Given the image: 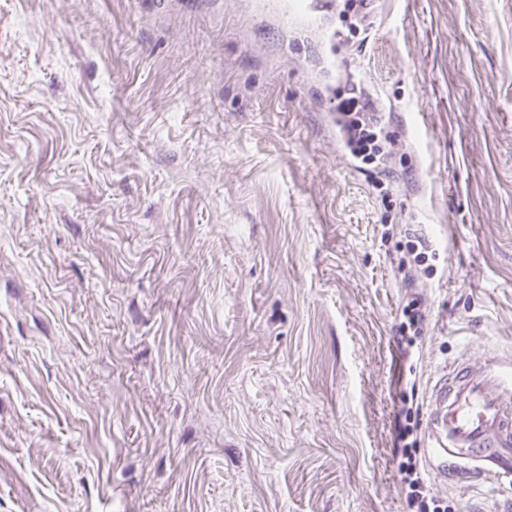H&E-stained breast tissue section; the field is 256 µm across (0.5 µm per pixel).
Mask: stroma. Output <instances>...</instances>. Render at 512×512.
<instances>
[{
	"label": "stroma",
	"instance_id": "1",
	"mask_svg": "<svg viewBox=\"0 0 512 512\" xmlns=\"http://www.w3.org/2000/svg\"><path fill=\"white\" fill-rule=\"evenodd\" d=\"M333 2L0 0V512H512L424 429L512 362V0ZM329 0H289L277 1L275 7L288 16V12L300 15L311 28L319 27ZM336 112L341 116L337 123L345 134L351 155L361 158L363 162L372 160V153L368 151L376 153L377 149L369 147L374 142L369 123L378 121L377 112H382V109H378L370 100L365 102L364 99L362 102L360 98L353 96L341 100L336 105Z\"/></svg>",
	"mask_w": 512,
	"mask_h": 512
}]
</instances>
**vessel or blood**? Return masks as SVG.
I'll use <instances>...</instances> for the list:
<instances>
[{
	"label": "vessel or blood",
	"instance_id": "b4317fda",
	"mask_svg": "<svg viewBox=\"0 0 512 512\" xmlns=\"http://www.w3.org/2000/svg\"><path fill=\"white\" fill-rule=\"evenodd\" d=\"M329 0H278L284 13L317 27ZM427 461L443 471L454 464L482 473L497 466L512 473V368L488 359L484 368L461 364L435 383L426 419Z\"/></svg>",
	"mask_w": 512,
	"mask_h": 512
}]
</instances>
